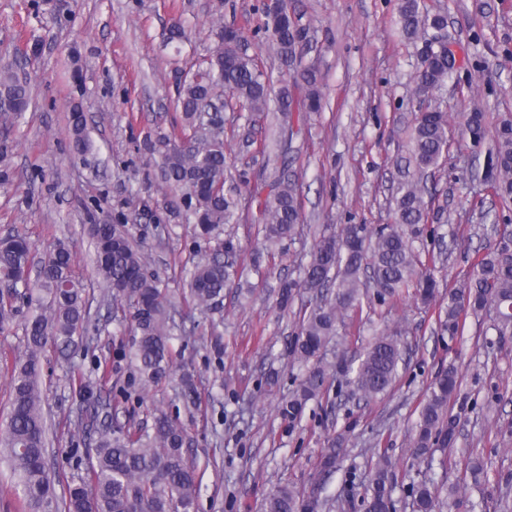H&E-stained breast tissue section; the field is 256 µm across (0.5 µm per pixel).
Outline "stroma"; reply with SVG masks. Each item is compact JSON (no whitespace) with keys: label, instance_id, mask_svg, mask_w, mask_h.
Masks as SVG:
<instances>
[{"label":"stroma","instance_id":"obj_1","mask_svg":"<svg viewBox=\"0 0 512 512\" xmlns=\"http://www.w3.org/2000/svg\"><path fill=\"white\" fill-rule=\"evenodd\" d=\"M442 11L459 60L457 73L438 92L449 117L448 161L427 180L435 236L416 241L423 262H434L440 286L463 279L488 244L486 213L512 221L484 182L486 146L465 132L480 112L488 131L512 116V0H426ZM262 0H0V63L20 60L34 103L22 118L0 116V236L26 234L38 251L66 243L73 270L102 297L91 261L87 226L122 216L149 272L158 275L177 305L178 361L195 375L199 404L189 407L176 380L142 387L122 354L131 326L119 304L92 308L91 355L80 365L92 389L112 397V423L149 425L153 410L178 418L193 439L187 450L199 481V512H262L279 484L311 489L319 484L345 512H363L361 499L375 449H387L397 466L392 496L397 512H412L408 487L430 478L440 489L465 484L469 457L483 458L487 480L466 486V512H501L512 493V335L501 336L488 319L467 315L462 336L449 340L438 306L412 298L378 305L362 300V312L332 339L325 362L363 350L373 336L398 326L406 363L386 394L365 401L348 393L309 402L301 420L280 418L276 405L303 373L292 349L309 305L299 295L280 311L272 293L279 279L301 281L319 234L343 224H390L393 195L410 150L418 111L419 47L397 23L399 0H288L309 29L305 63L314 64L324 95L322 111L283 130L273 114L237 107L224 112L227 146L225 190L238 203L225 225L238 247L240 287L224 293V313L208 319L194 312L184 286L196 261L192 225L154 223L180 203L162 183L158 162L141 150L146 132L182 123L176 108L177 72L195 69L214 44L216 27L242 31L249 54L265 65L274 84L293 70L268 35L256 33ZM186 37L167 43L172 24ZM81 68V83L71 71ZM80 109L92 152L78 158L71 146L70 115ZM300 185L303 224L294 238L265 243L255 224L257 201L282 166ZM247 170L248 183L238 173ZM221 338L223 353L211 347ZM108 361L100 382L93 358ZM455 364L464 402L448 405L458 415L457 441L439 449L430 464L413 462L410 433L427 390ZM277 372L275 387L265 384ZM43 410L51 426L48 464L60 481L78 476L65 456L75 439L65 421L79 402L71 368L55 348L41 355ZM345 453L334 471L320 473L328 439Z\"/></svg>","mask_w":512,"mask_h":512}]
</instances>
